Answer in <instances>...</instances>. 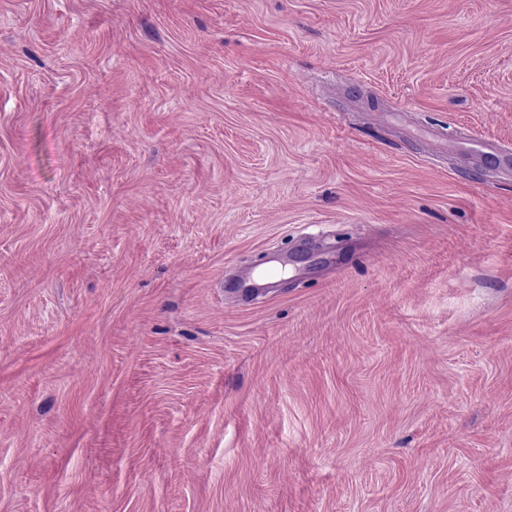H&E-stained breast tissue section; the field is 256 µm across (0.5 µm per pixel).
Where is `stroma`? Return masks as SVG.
<instances>
[{
  "label": "stroma",
  "instance_id": "stroma-1",
  "mask_svg": "<svg viewBox=\"0 0 512 512\" xmlns=\"http://www.w3.org/2000/svg\"><path fill=\"white\" fill-rule=\"evenodd\" d=\"M468 136L512 0H0V512H512Z\"/></svg>",
  "mask_w": 512,
  "mask_h": 512
}]
</instances>
